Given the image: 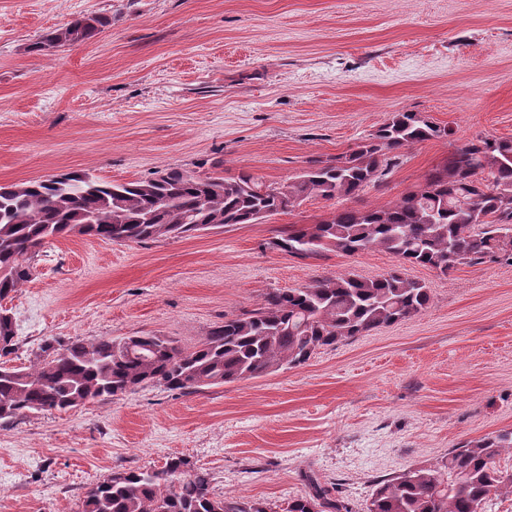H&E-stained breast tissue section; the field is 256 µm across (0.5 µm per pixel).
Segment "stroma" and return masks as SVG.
Returning <instances> with one entry per match:
<instances>
[{
  "mask_svg": "<svg viewBox=\"0 0 512 512\" xmlns=\"http://www.w3.org/2000/svg\"><path fill=\"white\" fill-rule=\"evenodd\" d=\"M88 15L112 24L48 52L31 45ZM512 139V0H0V185L73 170L129 182L181 167L277 186L368 138L395 112ZM451 147L404 150L384 208ZM310 198L258 224L147 244L69 235L0 301L17 362L49 338L157 333L195 346L273 289L400 268L425 312L319 351L304 366L197 393L147 386L0 424V512H81L97 481L186 456L215 496L283 512L305 473L365 512L374 484L512 429V265L441 274L373 250L296 258L286 224L342 204Z\"/></svg>",
  "mask_w": 512,
  "mask_h": 512,
  "instance_id": "stroma-1",
  "label": "stroma"
}]
</instances>
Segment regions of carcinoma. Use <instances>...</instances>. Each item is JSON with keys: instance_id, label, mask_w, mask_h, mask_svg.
Segmentation results:
<instances>
[{"instance_id": "1", "label": "carcinoma", "mask_w": 512, "mask_h": 512, "mask_svg": "<svg viewBox=\"0 0 512 512\" xmlns=\"http://www.w3.org/2000/svg\"><path fill=\"white\" fill-rule=\"evenodd\" d=\"M112 23L82 16L33 44L44 52L83 42ZM450 127L419 112H395L350 152L313 160L272 187L241 174L172 168L144 180L103 181L70 171L0 185V299L33 277L41 248L80 233L112 242L148 243L285 213L309 197L350 199L383 186L403 150L449 140ZM271 245L300 258L378 250L443 274L461 264L512 262V139L479 137L458 145L424 186L382 209L340 208L318 224L278 230ZM431 303L428 288L396 271L372 279L336 275L267 293L259 306L224 318L188 349L156 334L46 340L27 367L9 365L18 350L12 318L0 317V421L67 411L147 385L197 392L306 364L321 348L408 319ZM512 452V430L454 448L436 464L375 483L367 512H487L512 494V473L496 460ZM285 512H348L318 479ZM82 512H273L245 497L218 498L210 473L183 456L160 470L116 471L86 493Z\"/></svg>"}]
</instances>
